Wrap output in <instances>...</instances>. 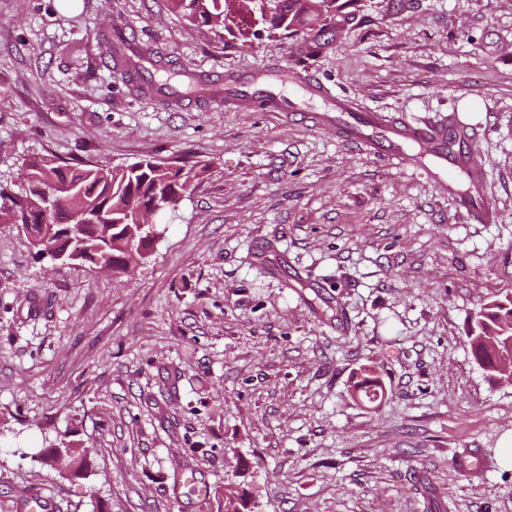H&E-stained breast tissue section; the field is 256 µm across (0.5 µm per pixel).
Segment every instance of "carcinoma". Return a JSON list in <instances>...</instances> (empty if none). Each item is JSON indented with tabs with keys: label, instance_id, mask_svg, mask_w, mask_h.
Here are the masks:
<instances>
[{
	"label": "carcinoma",
	"instance_id": "cac0c4a2",
	"mask_svg": "<svg viewBox=\"0 0 512 512\" xmlns=\"http://www.w3.org/2000/svg\"><path fill=\"white\" fill-rule=\"evenodd\" d=\"M184 20L209 27L221 37L230 30L227 23L234 0H170ZM272 28L301 38L304 55L310 58L326 45L325 36L338 16L337 0H268ZM184 68L170 69L146 79L137 67L125 74L140 86L171 88L180 83ZM25 184L11 194L0 186L1 224H22L24 234L40 242L39 250L56 253L66 238L55 226L65 212L82 213L94 224L83 227L84 256L69 259L94 267L107 265L112 273L123 270L125 258L141 254L151 243L150 235L135 226V212L151 203L168 207L176 204L204 168L170 167L160 160L144 158L122 166L102 161L54 162L47 155L35 154L23 162ZM467 341L481 367L499 369L512 362V293L480 305L474 312ZM355 391L368 401L377 400L382 387L375 377L364 376L354 384ZM247 502L240 487L229 480L224 485V512H243Z\"/></svg>",
	"mask_w": 512,
	"mask_h": 512
}]
</instances>
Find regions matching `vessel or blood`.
I'll return each mask as SVG.
<instances>
[{
  "mask_svg": "<svg viewBox=\"0 0 512 512\" xmlns=\"http://www.w3.org/2000/svg\"><path fill=\"white\" fill-rule=\"evenodd\" d=\"M284 75L288 83V92L284 95L272 89L265 71L226 75L224 98L265 112L283 111L292 96L331 100L337 112L347 114L350 118L349 123L340 128L345 140L370 154L387 157L398 167L419 171L438 189L447 190L448 143L453 135L446 126L411 123L379 112H364L354 106L351 100L331 97L322 82L296 69H285ZM460 162L472 191L470 198L461 200V207L478 223H496L497 210L483 201L486 183L483 168L469 154L461 155ZM208 492L206 481L193 471L179 474L171 487L172 495L178 499L186 495L200 498L207 496Z\"/></svg>",
  "mask_w": 512,
  "mask_h": 512,
  "instance_id": "b4317fda",
  "label": "vessel or blood"
}]
</instances>
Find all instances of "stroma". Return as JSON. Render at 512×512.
<instances>
[{"mask_svg":"<svg viewBox=\"0 0 512 512\" xmlns=\"http://www.w3.org/2000/svg\"><path fill=\"white\" fill-rule=\"evenodd\" d=\"M338 3L303 74L367 111L474 128L497 223L459 211L466 180L440 192L316 127L328 103L167 108L104 47L116 24L163 67L246 74L295 65L281 31L218 38L169 0H0L1 184L36 153L205 170L126 275L51 264L0 224V512L29 488L54 512H224L231 458L252 512H512V384L466 338L512 292V0ZM367 366L374 403L353 392ZM63 439L81 473L46 464ZM186 469L209 497L172 496Z\"/></svg>","mask_w":512,"mask_h":512,"instance_id":"stroma-1","label":"stroma"}]
</instances>
